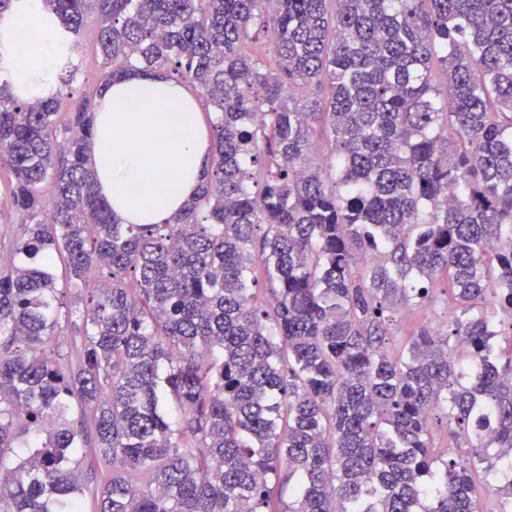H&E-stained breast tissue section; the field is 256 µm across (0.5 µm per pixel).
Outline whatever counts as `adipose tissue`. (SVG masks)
I'll return each instance as SVG.
<instances>
[{"label":"adipose tissue","mask_w":512,"mask_h":512,"mask_svg":"<svg viewBox=\"0 0 512 512\" xmlns=\"http://www.w3.org/2000/svg\"><path fill=\"white\" fill-rule=\"evenodd\" d=\"M32 11L12 20L10 52L30 61L27 80L55 65L52 31L30 33ZM187 87L133 69L110 81L94 115L88 147L97 189L122 224H168L199 192L210 164V134Z\"/></svg>","instance_id":"adipose-tissue-1"}]
</instances>
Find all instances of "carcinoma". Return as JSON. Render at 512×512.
<instances>
[{
    "instance_id": "obj_1",
    "label": "carcinoma",
    "mask_w": 512,
    "mask_h": 512,
    "mask_svg": "<svg viewBox=\"0 0 512 512\" xmlns=\"http://www.w3.org/2000/svg\"><path fill=\"white\" fill-rule=\"evenodd\" d=\"M35 21L49 83L20 97L28 60L0 66L22 226L0 263V512H83L75 408L112 467L97 512H483L480 472L512 512V0H39ZM90 24L97 93L166 70L211 113L212 172L172 224L118 223L95 102L58 110ZM441 280L445 329L394 340ZM64 319L75 366L46 353ZM439 410L466 452L437 450Z\"/></svg>"
}]
</instances>
